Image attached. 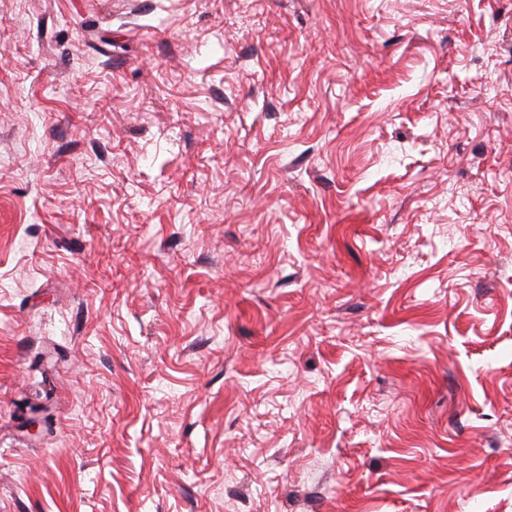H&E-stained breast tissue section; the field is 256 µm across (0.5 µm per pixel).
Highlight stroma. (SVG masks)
Masks as SVG:
<instances>
[{"label": "stroma", "instance_id": "stroma-1", "mask_svg": "<svg viewBox=\"0 0 512 512\" xmlns=\"http://www.w3.org/2000/svg\"><path fill=\"white\" fill-rule=\"evenodd\" d=\"M0 512H512V0H0Z\"/></svg>", "mask_w": 512, "mask_h": 512}]
</instances>
